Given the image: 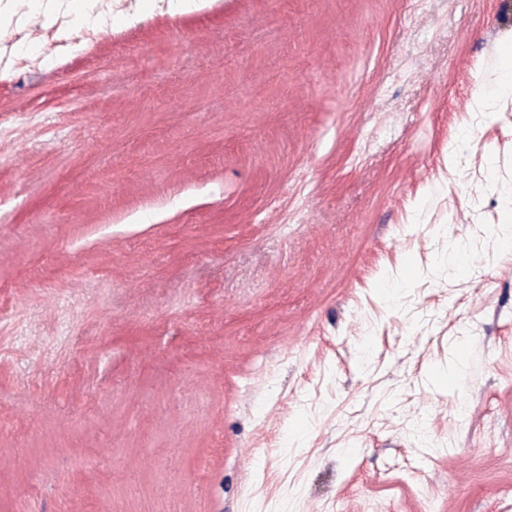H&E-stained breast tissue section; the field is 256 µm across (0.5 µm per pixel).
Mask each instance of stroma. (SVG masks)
<instances>
[{
    "label": "stroma",
    "mask_w": 512,
    "mask_h": 512,
    "mask_svg": "<svg viewBox=\"0 0 512 512\" xmlns=\"http://www.w3.org/2000/svg\"><path fill=\"white\" fill-rule=\"evenodd\" d=\"M70 2L0 0V512H512L507 0Z\"/></svg>",
    "instance_id": "1"
}]
</instances>
